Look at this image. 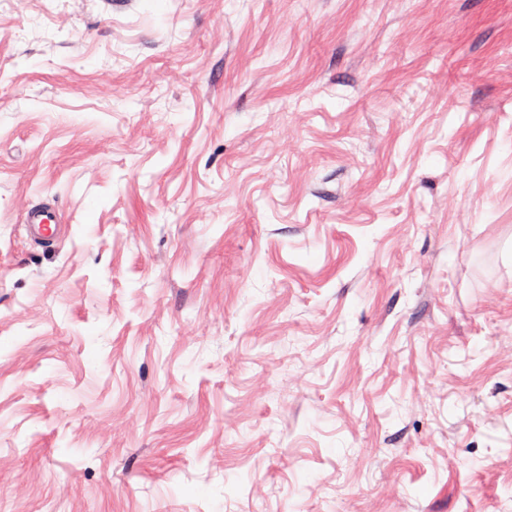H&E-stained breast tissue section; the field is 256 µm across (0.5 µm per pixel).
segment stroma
Wrapping results in <instances>:
<instances>
[{"label":"stroma","instance_id":"1","mask_svg":"<svg viewBox=\"0 0 512 512\" xmlns=\"http://www.w3.org/2000/svg\"><path fill=\"white\" fill-rule=\"evenodd\" d=\"M0 512H512V0H0ZM60 223V216L57 209L54 207H43L28 212L25 217L24 227L31 240L38 239L44 242H50L53 241L58 234Z\"/></svg>","mask_w":512,"mask_h":512}]
</instances>
